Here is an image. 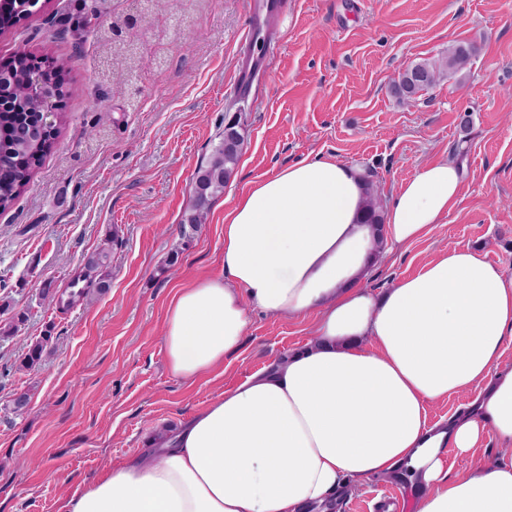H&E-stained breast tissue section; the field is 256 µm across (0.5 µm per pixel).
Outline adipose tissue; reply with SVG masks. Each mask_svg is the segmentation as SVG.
I'll return each instance as SVG.
<instances>
[{
    "mask_svg": "<svg viewBox=\"0 0 512 512\" xmlns=\"http://www.w3.org/2000/svg\"><path fill=\"white\" fill-rule=\"evenodd\" d=\"M465 173L441 158L402 180L364 221L362 168L303 159L241 192L224 213V269L177 290L163 348L191 383L242 344L248 308L316 319L305 348L226 388L150 451L70 490L62 512H330L355 480H402L414 512H512V278L455 246L381 293L377 253L423 240L459 204ZM473 392L466 412L430 405ZM470 458L449 476L447 449Z\"/></svg>",
    "mask_w": 512,
    "mask_h": 512,
    "instance_id": "1",
    "label": "adipose tissue"
}]
</instances>
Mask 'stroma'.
<instances>
[{
    "label": "stroma",
    "instance_id": "35a3bbf8",
    "mask_svg": "<svg viewBox=\"0 0 512 512\" xmlns=\"http://www.w3.org/2000/svg\"><path fill=\"white\" fill-rule=\"evenodd\" d=\"M84 3L39 0L0 32V62L20 49L66 59L69 89L52 152L0 212V305L26 316L0 339V512H58L69 488L148 451L154 435L311 341L314 319L251 310L241 347L191 385L170 373L161 342L173 289L223 270L225 208L296 161L363 166L386 196L427 162L448 157L464 169L459 205L426 238L384 256L374 290L454 244L512 277V0H288L274 27L281 48L260 56L241 106L248 0L154 11L145 75L131 82L136 60L110 29L114 11L138 13L141 0H101V34L80 46ZM460 41L479 47L465 69L410 104L392 93L408 66ZM234 112L246 137L238 169L206 223L183 231L195 175ZM114 233L108 292L64 310L42 298ZM47 332L51 354L20 369ZM20 392L30 402L17 414ZM387 485L351 482L332 512H378Z\"/></svg>",
    "mask_w": 512,
    "mask_h": 512
}]
</instances>
